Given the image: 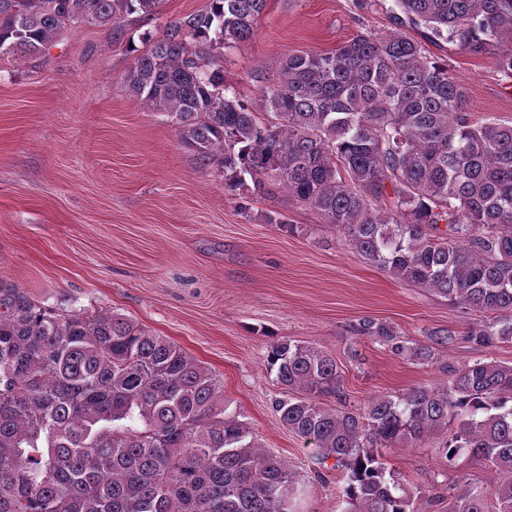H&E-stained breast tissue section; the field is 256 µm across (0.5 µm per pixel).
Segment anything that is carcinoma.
I'll use <instances>...</instances> for the list:
<instances>
[{
	"mask_svg": "<svg viewBox=\"0 0 512 512\" xmlns=\"http://www.w3.org/2000/svg\"><path fill=\"white\" fill-rule=\"evenodd\" d=\"M163 0H0V56L36 55L62 30L153 16ZM266 0H207L167 22L125 75L128 91L178 130L224 187L315 211L339 241L396 279L488 321L478 348L512 341V125L475 124L448 64L397 32L359 33L279 64L260 115L224 85V49L248 39ZM395 24L471 54L504 47L512 0H395ZM354 334L432 359L454 333L412 348L363 318ZM286 390L282 425L315 448V472L345 474L344 512H417L388 449L453 429L438 455L468 453L503 480L468 487L448 512H512V365L476 361L361 409L342 400L335 358L271 346ZM333 465H328L329 460ZM306 485L226 413L212 372L164 336L114 314L60 313L0 283V512H301Z\"/></svg>",
	"mask_w": 512,
	"mask_h": 512,
	"instance_id": "1",
	"label": "carcinoma"
}]
</instances>
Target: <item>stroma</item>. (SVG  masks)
<instances>
[{"instance_id":"obj_1","label":"stroma","mask_w":512,"mask_h":512,"mask_svg":"<svg viewBox=\"0 0 512 512\" xmlns=\"http://www.w3.org/2000/svg\"><path fill=\"white\" fill-rule=\"evenodd\" d=\"M205 4L164 0L157 17L127 23L122 37L83 25L61 31L40 56L0 57V282L65 313L114 312L168 337L217 376L228 413L257 444L308 480L302 512H342V472L316 476L312 448L274 409L282 393L267 368L271 345L290 339L335 357L354 409L443 381L448 368L478 359L512 365V342L479 349L461 339L482 314L366 262L287 194L267 200L226 189L164 114L128 93L133 56L166 22ZM393 5L268 0L251 38L225 49L224 81L256 107L280 61L299 51L328 52L366 31L423 41L420 31L395 26ZM423 43L462 85L471 122L512 124V76L497 66L496 51ZM280 213L295 232L273 223ZM364 317L393 326L413 347L436 329L457 338L427 363L353 335ZM448 436L439 429L387 456L418 512H448L449 486L501 479L481 458L440 459Z\"/></svg>"}]
</instances>
